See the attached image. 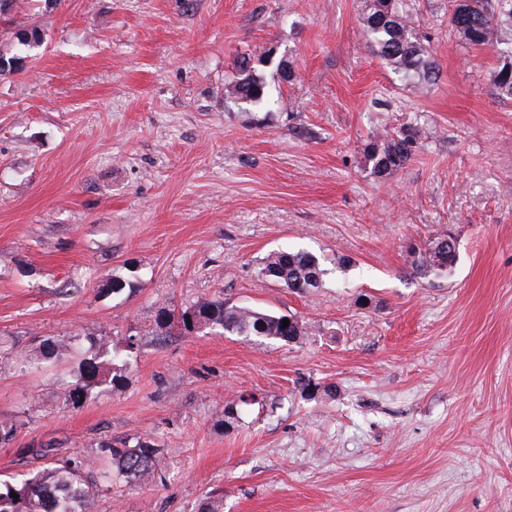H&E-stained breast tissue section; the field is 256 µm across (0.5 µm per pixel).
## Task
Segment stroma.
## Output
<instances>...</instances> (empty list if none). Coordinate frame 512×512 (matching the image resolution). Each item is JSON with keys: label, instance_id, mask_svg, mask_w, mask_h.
Returning a JSON list of instances; mask_svg holds the SVG:
<instances>
[{"label": "stroma", "instance_id": "1", "mask_svg": "<svg viewBox=\"0 0 512 512\" xmlns=\"http://www.w3.org/2000/svg\"><path fill=\"white\" fill-rule=\"evenodd\" d=\"M371 0H14L0 54V474L47 444L161 448L159 481L99 480L94 512H512V99L492 48L448 0H416L440 65L422 90L367 48ZM245 52L282 89L225 96ZM294 69L282 81L265 55ZM431 135L377 177L364 146ZM453 231L451 271L409 247ZM345 257L320 288L258 276L263 257ZM131 282L104 293L113 277ZM299 318L284 344L156 326L203 299ZM139 350L124 383L62 409L94 341ZM68 343L39 361L46 339ZM239 419L224 426V406Z\"/></svg>", "mask_w": 512, "mask_h": 512}]
</instances>
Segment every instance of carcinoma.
Segmentation results:
<instances>
[{
  "label": "carcinoma",
  "mask_w": 512,
  "mask_h": 512,
  "mask_svg": "<svg viewBox=\"0 0 512 512\" xmlns=\"http://www.w3.org/2000/svg\"><path fill=\"white\" fill-rule=\"evenodd\" d=\"M413 0H372L369 12L362 18L363 37L367 46L393 73L412 87L436 80L439 65L428 40L414 26ZM452 32L474 47H501L503 64L497 70L494 84L499 94L512 98V0H498V11L487 7L488 0H450ZM226 96L236 104L278 103L279 97L252 65L248 54L238 61L237 75L226 87ZM425 127L414 123L384 131L366 144L364 157L373 174L384 177L403 168L424 142ZM413 269L419 273L444 271L457 259L456 239L446 237L429 242L413 252ZM261 275L272 279L296 294L308 293L321 286L328 273L324 259L309 251L279 250L263 258ZM289 320L283 326V320ZM180 328L184 336L203 333H230L247 341H284L305 334L297 317L246 305L231 304L224 299H205L178 312L163 307L157 319L160 330ZM68 346L48 339L41 357L50 360L65 354ZM137 349L134 336H129L125 349L117 351L107 343H97L93 354L83 359L78 374L63 383L62 405L75 407L95 388L120 386ZM27 452L50 460L45 467L29 470L10 481H0V512H93V482L85 479V471L94 461L62 455L48 445L29 448ZM161 449L142 441L129 445L126 440L103 443L97 455L112 463L104 477H123L139 484L156 479ZM16 493L18 499L10 497Z\"/></svg>",
  "instance_id": "1"
}]
</instances>
